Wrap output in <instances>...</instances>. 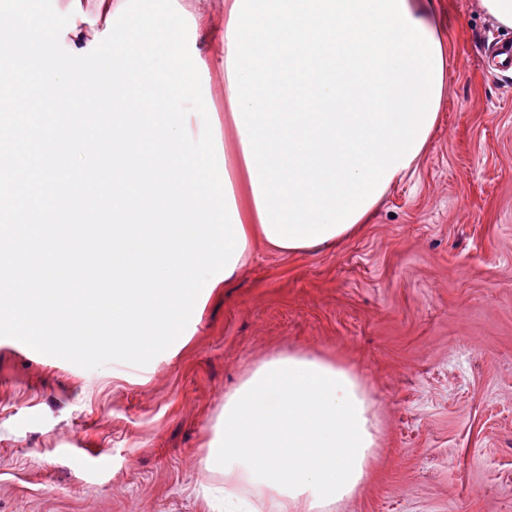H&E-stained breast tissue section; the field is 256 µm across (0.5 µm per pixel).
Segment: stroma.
Masks as SVG:
<instances>
[{
	"label": "stroma",
	"instance_id": "35a3bbf8",
	"mask_svg": "<svg viewBox=\"0 0 512 512\" xmlns=\"http://www.w3.org/2000/svg\"><path fill=\"white\" fill-rule=\"evenodd\" d=\"M448 45L439 120L369 224L298 254L257 249L186 342L87 370L0 338V512H208L224 395L276 353L361 371L381 428L341 512H512V42L481 0H432Z\"/></svg>",
	"mask_w": 512,
	"mask_h": 512
}]
</instances>
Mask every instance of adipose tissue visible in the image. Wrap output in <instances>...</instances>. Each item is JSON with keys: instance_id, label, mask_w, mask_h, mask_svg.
Returning <instances> with one entry per match:
<instances>
[{"instance_id": "obj_1", "label": "adipose tissue", "mask_w": 512, "mask_h": 512, "mask_svg": "<svg viewBox=\"0 0 512 512\" xmlns=\"http://www.w3.org/2000/svg\"><path fill=\"white\" fill-rule=\"evenodd\" d=\"M224 77L226 170L256 247L298 253L355 234L413 172L444 96L448 47L411 0H186ZM373 401L340 362L276 354L224 396L204 483L224 512H339L370 480Z\"/></svg>"}]
</instances>
